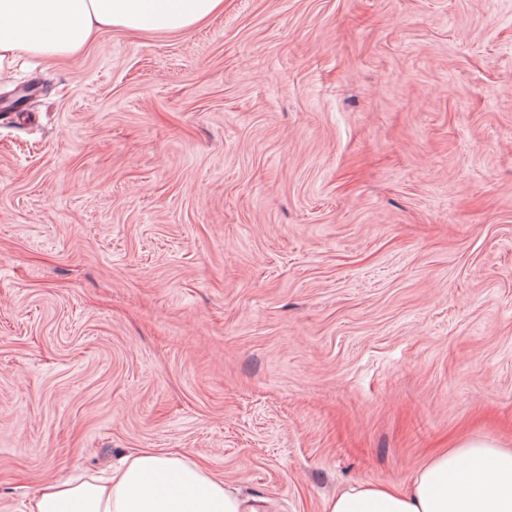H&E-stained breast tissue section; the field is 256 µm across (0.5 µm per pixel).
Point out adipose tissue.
Here are the masks:
<instances>
[{
    "instance_id": "obj_1",
    "label": "adipose tissue",
    "mask_w": 512,
    "mask_h": 512,
    "mask_svg": "<svg viewBox=\"0 0 512 512\" xmlns=\"http://www.w3.org/2000/svg\"><path fill=\"white\" fill-rule=\"evenodd\" d=\"M224 9V0H0V72L31 55L55 63L98 32L181 33ZM27 512H269L189 460L153 451L125 458L103 477L48 484ZM325 512H512V448L465 439L421 466L404 487L361 482Z\"/></svg>"
}]
</instances>
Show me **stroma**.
Listing matches in <instances>:
<instances>
[{
  "mask_svg": "<svg viewBox=\"0 0 512 512\" xmlns=\"http://www.w3.org/2000/svg\"><path fill=\"white\" fill-rule=\"evenodd\" d=\"M0 512L137 448L273 512L512 448V0H224L0 75Z\"/></svg>",
  "mask_w": 512,
  "mask_h": 512,
  "instance_id": "obj_1",
  "label": "stroma"
}]
</instances>
